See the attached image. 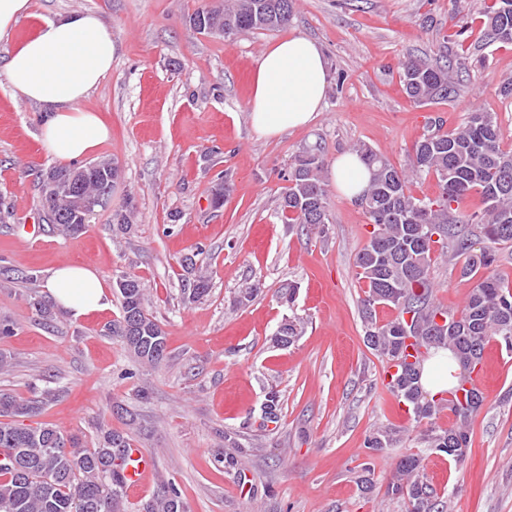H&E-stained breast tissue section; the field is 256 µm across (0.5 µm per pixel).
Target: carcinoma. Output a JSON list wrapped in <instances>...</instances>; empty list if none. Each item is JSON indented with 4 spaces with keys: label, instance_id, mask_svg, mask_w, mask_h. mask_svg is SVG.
Wrapping results in <instances>:
<instances>
[{
    "label": "carcinoma",
    "instance_id": "1",
    "mask_svg": "<svg viewBox=\"0 0 512 512\" xmlns=\"http://www.w3.org/2000/svg\"><path fill=\"white\" fill-rule=\"evenodd\" d=\"M295 0H222L219 10L196 12L190 23L200 32L224 31L231 38L243 31H275L288 27ZM487 42L512 44V0H483ZM451 60L428 62L413 57L401 63L400 83L416 104L446 101L457 88L450 80ZM441 119L432 121L413 146L411 172L394 167L380 152L357 144L358 155L369 171L360 197L372 231L356 257V275L363 284L360 300L367 346L397 372L383 383L386 391L407 407L416 426V452L401 455L386 485L390 499L408 502L410 512H450V502L432 484L423 450L445 455L456 464L469 447V420L483 404L482 392L464 389L472 381L476 363L492 341L512 351V286L492 272L499 247L512 245V148H504L502 130L494 112L472 111L454 128L443 130ZM435 178L438 193L418 197L410 182L421 176ZM288 186L277 215L285 224L316 229L330 223V198L325 183L321 145L303 147L289 164ZM114 189L112 171L93 170L75 194L56 199L44 210L59 234L83 233L95 214L88 203ZM481 198L475 211L466 208L472 193ZM480 229L484 246L473 248L470 227ZM432 229L438 239L426 235ZM463 256L461 273L478 277L467 301L459 309L435 300L431 277L434 257ZM122 279L132 287L120 293L121 316L112 323V337L139 361L156 365L167 356L165 332L146 307V288L131 275ZM298 286L290 283L277 291L288 307L273 343L287 348L304 333L307 319L294 311ZM188 302L208 296L210 279L198 274L189 283ZM392 306L395 318L379 322V306ZM411 318H406V315ZM451 320L449 329L435 330L436 319ZM436 360L448 373V388L426 389L421 381L427 362ZM43 401H24L0 391V452L14 459L0 468V512H123L129 438L103 430L97 445L88 448L77 435H65L47 423H19L20 417L41 414ZM280 410L279 391L265 393L263 420L275 422ZM455 423L443 428L436 419L443 411ZM404 430L383 425L364 440L365 462L357 475L361 490L373 488V460L403 442ZM145 512H185L178 487L163 485Z\"/></svg>",
    "mask_w": 512,
    "mask_h": 512
}]
</instances>
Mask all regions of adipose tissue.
Segmentation results:
<instances>
[{"mask_svg": "<svg viewBox=\"0 0 512 512\" xmlns=\"http://www.w3.org/2000/svg\"><path fill=\"white\" fill-rule=\"evenodd\" d=\"M112 30L92 12L43 22L16 46L6 67L16 91L48 112L42 142L49 155L73 161L106 138L101 119L83 103L112 69ZM328 71L318 45L294 36L271 43L254 72L248 102L254 132L272 137L308 125L322 108ZM45 287L73 316L102 310L103 281L88 265L51 270Z\"/></svg>", "mask_w": 512, "mask_h": 512, "instance_id": "adipose-tissue-1", "label": "adipose tissue"}]
</instances>
